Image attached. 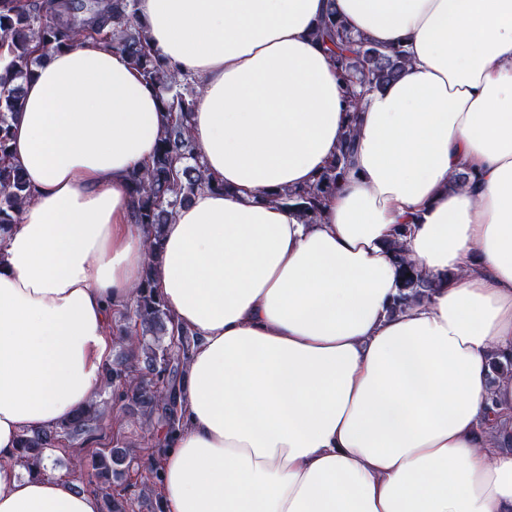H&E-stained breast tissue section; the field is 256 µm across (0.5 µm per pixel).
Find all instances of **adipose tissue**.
Here are the masks:
<instances>
[{
	"label": "adipose tissue",
	"mask_w": 512,
	"mask_h": 512,
	"mask_svg": "<svg viewBox=\"0 0 512 512\" xmlns=\"http://www.w3.org/2000/svg\"><path fill=\"white\" fill-rule=\"evenodd\" d=\"M331 5L410 59L354 115L312 36ZM137 10L200 82L191 135L224 182L163 229L157 286L195 335L163 512H512V375L491 377L512 360V0ZM350 123L353 163L317 223L271 200L312 183ZM160 125L155 90L91 40L25 85L10 148L31 198L0 234V512H101L13 461L22 431L97 395L112 308L148 260L128 178ZM398 238L440 282L401 311Z\"/></svg>",
	"instance_id": "ef3b65f1"
}]
</instances>
